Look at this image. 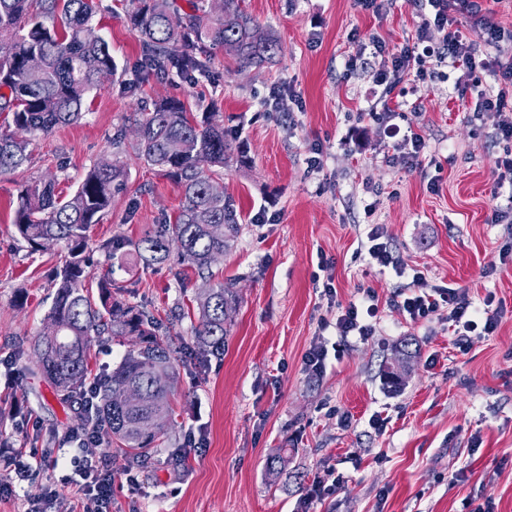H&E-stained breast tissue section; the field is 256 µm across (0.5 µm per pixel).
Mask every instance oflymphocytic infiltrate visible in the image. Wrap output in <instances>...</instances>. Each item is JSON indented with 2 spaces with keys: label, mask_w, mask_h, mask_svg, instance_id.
Wrapping results in <instances>:
<instances>
[{
  "label": "lymphocytic infiltrate",
  "mask_w": 512,
  "mask_h": 512,
  "mask_svg": "<svg viewBox=\"0 0 512 512\" xmlns=\"http://www.w3.org/2000/svg\"><path fill=\"white\" fill-rule=\"evenodd\" d=\"M429 11L422 15L418 34L413 45L392 52L385 42L374 37L370 40L371 54L378 61L373 71L376 85L391 91L407 77L423 80L433 76L436 68L449 65L457 71L453 94L458 100L474 97L475 112L502 111L507 101L512 100V56L505 54V32L487 21L480 0H426ZM467 17L473 24L482 26L485 34L484 46L467 41L455 24L458 17ZM443 35L442 49L428 45L431 31ZM495 49V56H488V49ZM492 72L497 83V92L490 93L479 87V73ZM392 110L373 113L375 121L387 124L389 140L385 146L388 163L405 169L420 165L425 142L419 134L399 135L396 127L390 126ZM492 298H485L482 307H475L466 291L459 288H434L418 291L403 286L391 297L389 304L410 320H426L438 317L448 320L453 327L455 344L467 350L475 336L492 334L498 322L492 311ZM336 333L341 339L351 337L366 341L374 336L379 319V300L373 291H364L360 301L348 302L337 307ZM77 502L82 512H110L112 500V459L100 457L97 461L86 460L76 467Z\"/></svg>",
  "instance_id": "lymphocytic-infiltrate-1"
}]
</instances>
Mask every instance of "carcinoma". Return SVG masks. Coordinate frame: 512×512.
Wrapping results in <instances>:
<instances>
[{
  "label": "carcinoma",
  "instance_id": "cac0c4a2",
  "mask_svg": "<svg viewBox=\"0 0 512 512\" xmlns=\"http://www.w3.org/2000/svg\"><path fill=\"white\" fill-rule=\"evenodd\" d=\"M125 19L138 36L140 58L128 89L152 78L176 75L194 80L209 71L212 55L232 47L237 68L272 62L282 52L278 37L263 31L246 11L244 0H224V12L209 10L208 0H129ZM95 0H0V115L14 129L0 128V174L16 172L29 161L28 142L17 132L49 134L81 118L87 95L116 66L106 41L93 24ZM139 159L175 181L182 206L137 240L117 236L100 245L110 260L132 249L146 266L177 256L178 272L212 277L216 257L224 254L242 223L229 196L210 192L213 167L231 161L237 146L224 125L196 122L179 99L140 102L133 115ZM126 172L119 160L91 167L74 194L65 199L54 181L21 187L14 208L17 236L34 251L52 243L66 251L57 274L46 324L30 349L36 369L64 400L76 397L91 373L95 338L136 336L139 346L125 353L110 373L94 378L96 416L111 434L116 453L129 463L148 459L165 442L168 428L149 427L152 419L171 423L178 371L169 340L157 334L153 318L112 291L109 276L97 282L98 296L85 286L91 274L89 230L123 192ZM238 303L234 284L218 282L197 302L192 325L200 358L224 352V336Z\"/></svg>",
  "mask_w": 512,
  "mask_h": 512
}]
</instances>
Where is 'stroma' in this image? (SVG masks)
<instances>
[{
    "instance_id": "stroma-1",
    "label": "stroma",
    "mask_w": 512,
    "mask_h": 512,
    "mask_svg": "<svg viewBox=\"0 0 512 512\" xmlns=\"http://www.w3.org/2000/svg\"><path fill=\"white\" fill-rule=\"evenodd\" d=\"M96 3L94 22L116 74L88 95L81 120L32 137L28 167L0 176V428L10 440L0 450V512H26L49 492L53 512H71L75 461L98 459L108 443L104 432L85 445L63 441L65 428L84 426L81 410L61 404L39 373L5 365L42 331L64 261L60 246L34 252L18 241L17 193L53 179L72 196L91 166L112 160L113 128L140 100L166 97L197 120L222 122L248 158L220 175L243 222L213 267L234 280L239 300L223 353L203 361L192 355L190 321L171 315L195 306L207 282H182L169 265L132 259L114 271L125 297L170 333L180 379L167 441L144 464L115 460L112 512H301L305 492L327 469L342 483L310 512H470L488 498L495 512H512V262L501 259L512 247V223L492 220L512 195L497 185L507 149L495 138L502 116L464 110L449 97L452 69L447 80L408 79L388 94L371 79L369 35L392 49L413 44L421 6L378 0L372 13L353 0H245L282 43L275 62L241 70L221 51L208 75L152 80L131 92L140 43L123 21L125 0ZM277 89L288 97L275 108L269 99ZM387 107L392 124L426 143L413 171L384 158L385 128L370 114ZM122 161L126 188L90 229L97 273L103 242L141 237L182 202L177 185L133 153ZM261 210L270 223H255ZM372 224L383 225L399 268L369 265L361 242ZM417 272L423 289L464 288L477 306L493 296L496 330L462 352L447 321L414 322L390 307L395 287ZM327 282L335 296L325 294ZM362 288L381 303L376 333L365 342L338 339L336 306ZM319 342L339 355L315 379L303 355ZM395 367L400 384L392 390L386 374ZM374 416L380 428L371 427ZM282 452L287 465L271 468ZM174 455L184 456L183 466H170ZM34 459L36 472L21 476L16 462Z\"/></svg>"
}]
</instances>
